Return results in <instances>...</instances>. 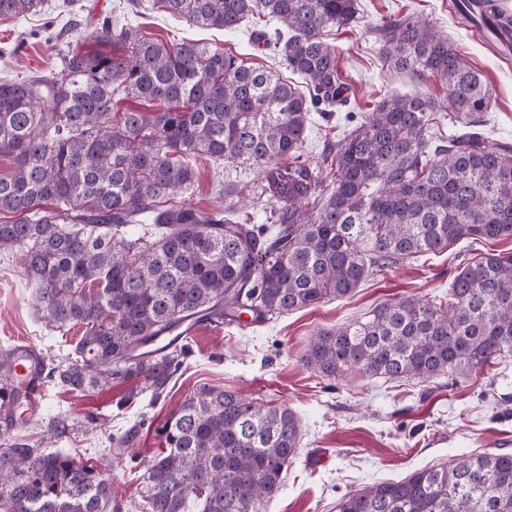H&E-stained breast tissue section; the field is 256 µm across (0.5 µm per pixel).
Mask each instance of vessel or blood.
I'll return each instance as SVG.
<instances>
[{"label": "vessel or blood", "instance_id": "vessel-or-blood-1", "mask_svg": "<svg viewBox=\"0 0 512 512\" xmlns=\"http://www.w3.org/2000/svg\"><path fill=\"white\" fill-rule=\"evenodd\" d=\"M11 360L15 386L0 393V405L37 415L43 394V355L33 345L25 343L12 348Z\"/></svg>", "mask_w": 512, "mask_h": 512}]
</instances>
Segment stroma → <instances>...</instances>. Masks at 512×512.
<instances>
[{
    "instance_id": "35a3bbf8",
    "label": "stroma",
    "mask_w": 512,
    "mask_h": 512,
    "mask_svg": "<svg viewBox=\"0 0 512 512\" xmlns=\"http://www.w3.org/2000/svg\"><path fill=\"white\" fill-rule=\"evenodd\" d=\"M451 0H359L354 26L330 28L328 42L337 48V64L349 88L346 104L330 116L316 113L307 131L305 156L320 157L352 129V116L372 111L387 94L425 91L445 100L443 83L416 84L384 64L371 32L383 18L411 14L447 31L464 58L485 75L495 102L484 130L495 141L512 143V47L490 46L474 37ZM150 0H44L39 12L0 20V78L47 76L55 72L69 43L82 41L97 50L87 35L103 20L149 32L161 42L194 39L217 45L245 65L266 68L292 79L280 57L255 42L256 18L227 33L199 29L168 13L150 9ZM196 178L185 197L200 209L225 207L235 199L221 187L234 184L247 193L260 186L256 167L225 166L200 156L190 161ZM486 253L512 255V239L460 241L448 252L428 254L372 276L351 295L240 327L207 326L189 343L182 367L154 406H122L126 382L79 397L46 383L41 416L25 418L9 428L10 440L64 452L79 460L110 455L118 438L137 428L136 443L111 475L120 512H148L142 498L144 464L161 446L157 434L196 388L212 386L246 395L261 404L285 405L299 419L301 439L277 498L267 512H336L346 493L365 486L405 478L415 470L472 452H512V357L497 361L477 376L428 382L339 378L327 380L304 367L300 357L313 332L363 317L377 305L405 296L442 298L456 269L470 257ZM80 336L63 334L37 318L32 288L9 253L0 254V351L20 341L34 344L47 366L64 361ZM97 417L87 424L86 414ZM74 421L73 432L55 436L49 422L56 416Z\"/></svg>"
}]
</instances>
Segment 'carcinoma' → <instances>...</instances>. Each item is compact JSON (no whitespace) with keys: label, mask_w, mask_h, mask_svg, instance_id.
Returning <instances> with one entry per match:
<instances>
[{"label":"carcinoma","mask_w":512,"mask_h":512,"mask_svg":"<svg viewBox=\"0 0 512 512\" xmlns=\"http://www.w3.org/2000/svg\"><path fill=\"white\" fill-rule=\"evenodd\" d=\"M43 0H0V18ZM201 28L235 31L249 15L281 27L254 31L306 82L308 94L220 48L167 44L103 22L50 76L0 81V251L15 255L40 320L81 336L48 378L83 396L136 381L132 405L158 400L185 349L187 320L215 323L286 314L342 298L369 276L467 238H512V145L482 132L493 90L447 35L412 15L373 29L384 61L446 87L386 95L330 158H303L313 112L347 102L328 26L357 22L358 0H153ZM496 0H465L472 24ZM119 42L124 53L110 47ZM124 95L152 104L114 111ZM461 128L435 143L436 114ZM259 168L271 224L181 200L188 158ZM172 341L164 345L167 337ZM512 356V255L473 257L441 301L404 297L365 318L319 329L301 356L321 377L478 375ZM165 448L142 475L149 512H265L296 456L300 426L286 406H258L219 388L192 392L160 428ZM112 468L0 448V512H116ZM337 512H512V453L461 455L403 480L346 494Z\"/></svg>","instance_id":"1"}]
</instances>
